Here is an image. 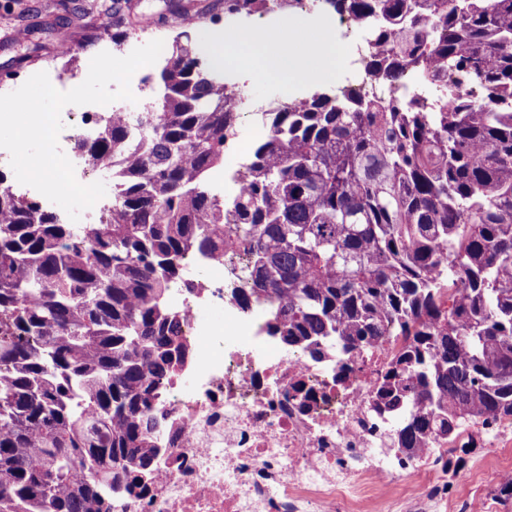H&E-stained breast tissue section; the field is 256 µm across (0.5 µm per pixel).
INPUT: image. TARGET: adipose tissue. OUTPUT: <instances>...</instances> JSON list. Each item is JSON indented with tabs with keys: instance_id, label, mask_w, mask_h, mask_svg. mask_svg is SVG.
<instances>
[{
	"instance_id": "obj_1",
	"label": "adipose tissue",
	"mask_w": 512,
	"mask_h": 512,
	"mask_svg": "<svg viewBox=\"0 0 512 512\" xmlns=\"http://www.w3.org/2000/svg\"><path fill=\"white\" fill-rule=\"evenodd\" d=\"M266 43V36L256 29L244 28L217 35L214 62L219 66L236 65L244 76L252 79L279 77L286 80L331 74L341 62L334 43L322 38L314 41L304 54H274L267 50Z\"/></svg>"
}]
</instances>
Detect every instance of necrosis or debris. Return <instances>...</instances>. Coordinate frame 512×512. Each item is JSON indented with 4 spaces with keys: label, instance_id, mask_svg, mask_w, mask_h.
I'll list each match as a JSON object with an SVG mask.
<instances>
[{
    "label": "necrosis or debris",
    "instance_id": "4bbe7bcc",
    "mask_svg": "<svg viewBox=\"0 0 512 512\" xmlns=\"http://www.w3.org/2000/svg\"><path fill=\"white\" fill-rule=\"evenodd\" d=\"M135 106L116 101L62 112L59 143L88 132L101 110L136 123L155 111L149 74L131 78ZM171 285L189 360L163 392L164 465L145 492H125L112 512H512L497 496L512 479V418L464 424L453 440L416 456L396 448L395 418L376 408L380 375L401 343L352 355L344 384L336 357L315 359L265 335V312L241 309L223 261L186 254ZM224 310L234 335L205 318ZM388 493L375 497L376 488Z\"/></svg>",
    "mask_w": 512,
    "mask_h": 512
}]
</instances>
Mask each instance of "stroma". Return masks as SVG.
I'll return each instance as SVG.
<instances>
[{
	"instance_id": "stroma-1",
	"label": "stroma",
	"mask_w": 512,
	"mask_h": 512,
	"mask_svg": "<svg viewBox=\"0 0 512 512\" xmlns=\"http://www.w3.org/2000/svg\"><path fill=\"white\" fill-rule=\"evenodd\" d=\"M104 0H0V75L11 74L14 86H21L31 73L55 69L71 74L89 69L100 52L113 51L132 41L142 16H151L166 46L181 35L192 43L208 45L214 37L239 27L273 30L272 43L296 52L308 51L320 37L334 38L337 15L303 9L286 15L278 10L263 14L226 17L224 0H117L114 11H106ZM24 31L23 40L8 39L11 31ZM224 80L233 91L252 99L259 109L274 100L287 101L312 96L315 91H333L340 84L338 74L326 76L319 84L299 81H264L246 78L237 68L224 70ZM268 135L255 112L241 113L235 138L239 149L225 155L212 176L220 179L242 171L254 147Z\"/></svg>"
}]
</instances>
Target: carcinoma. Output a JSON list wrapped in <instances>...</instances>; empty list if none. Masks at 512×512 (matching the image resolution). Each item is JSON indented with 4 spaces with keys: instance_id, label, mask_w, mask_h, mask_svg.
Returning a JSON list of instances; mask_svg holds the SVG:
<instances>
[{
    "instance_id": "obj_1",
    "label": "carcinoma",
    "mask_w": 512,
    "mask_h": 512,
    "mask_svg": "<svg viewBox=\"0 0 512 512\" xmlns=\"http://www.w3.org/2000/svg\"><path fill=\"white\" fill-rule=\"evenodd\" d=\"M269 0H224V15ZM369 29L367 74L445 87L349 105L316 93L260 116L247 188L206 174L236 136L223 71L179 46L163 105L100 117L74 149L107 165L112 208L86 236L0 184V512H110L160 461L165 385L186 360L170 281L187 252L243 262L241 308L286 345L343 360L403 347L380 401L421 452L512 416V0H324Z\"/></svg>"
}]
</instances>
